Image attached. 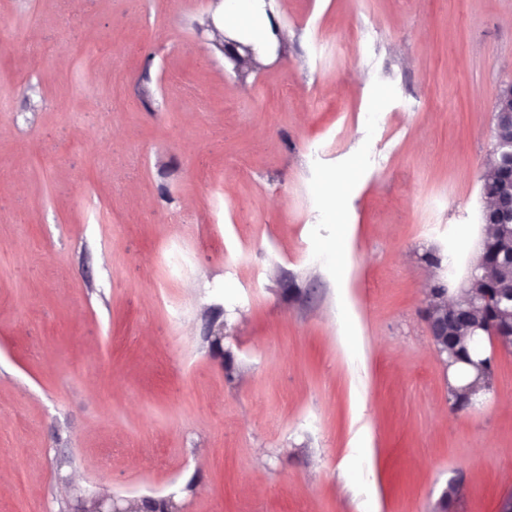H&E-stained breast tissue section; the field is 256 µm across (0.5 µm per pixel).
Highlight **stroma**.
<instances>
[{"label": "stroma", "mask_w": 512, "mask_h": 512, "mask_svg": "<svg viewBox=\"0 0 512 512\" xmlns=\"http://www.w3.org/2000/svg\"><path fill=\"white\" fill-rule=\"evenodd\" d=\"M272 6L241 78L221 0H0V512H59L62 458L183 512L512 495V353L453 408L423 317L478 254L512 0ZM212 43L234 63L235 69L233 68V70L239 77L245 76L242 73L244 69L252 70L254 68L258 69L262 67L261 61L259 63L257 62L253 52L248 47L235 43L232 40H228L226 37H224L222 42L214 39ZM240 48L246 52L245 55L241 54Z\"/></svg>", "instance_id": "obj_1"}]
</instances>
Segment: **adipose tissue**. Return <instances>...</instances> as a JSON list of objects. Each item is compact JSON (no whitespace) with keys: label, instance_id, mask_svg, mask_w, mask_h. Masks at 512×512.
Instances as JSON below:
<instances>
[{"label":"adipose tissue","instance_id":"adipose-tissue-1","mask_svg":"<svg viewBox=\"0 0 512 512\" xmlns=\"http://www.w3.org/2000/svg\"><path fill=\"white\" fill-rule=\"evenodd\" d=\"M224 30L233 38L271 48L277 37L265 0H224Z\"/></svg>","mask_w":512,"mask_h":512}]
</instances>
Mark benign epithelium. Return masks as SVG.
I'll return each mask as SVG.
<instances>
[{
	"mask_svg": "<svg viewBox=\"0 0 512 512\" xmlns=\"http://www.w3.org/2000/svg\"><path fill=\"white\" fill-rule=\"evenodd\" d=\"M213 45L233 63L235 73L243 76V70L262 67L249 48L228 39L213 40ZM495 129L499 132L494 156L496 158L498 191L496 195L481 196V221L494 226L498 235L512 236V83L500 88L494 104ZM482 277L474 272L460 285V293L454 301H448L447 294L430 297L425 308V318L431 340L438 353L445 352L448 339L460 328L485 330L484 324L471 320L477 309L488 304L495 306L497 319L489 330V344L494 354L512 352V271L503 270L498 274L495 294L490 295L479 287ZM61 481L70 494L79 491L76 474L71 473ZM66 512H129L125 501L117 498L101 484L88 494L76 495V502L66 500Z\"/></svg>",
	"mask_w": 512,
	"mask_h": 512,
	"instance_id": "benign-epithelium-1",
	"label": "benign epithelium"
}]
</instances>
